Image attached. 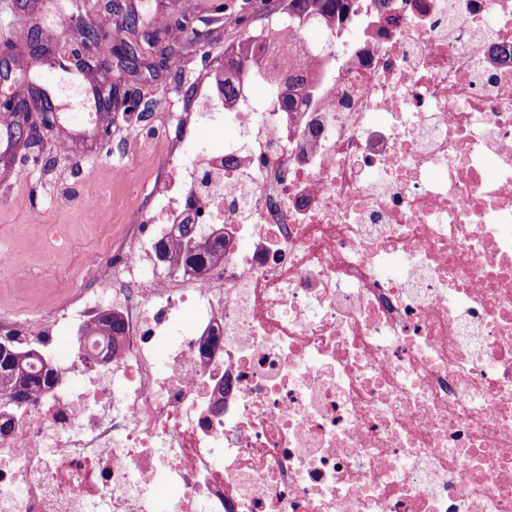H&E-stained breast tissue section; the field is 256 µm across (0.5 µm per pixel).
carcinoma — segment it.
<instances>
[{"mask_svg":"<svg viewBox=\"0 0 512 512\" xmlns=\"http://www.w3.org/2000/svg\"><path fill=\"white\" fill-rule=\"evenodd\" d=\"M272 9L288 15V24L300 30L316 23L323 25L334 21L342 23L347 14V0H272ZM267 39L264 35L250 34L224 49V59L237 63L236 73L252 62L255 53L263 50ZM306 48L302 45L279 47L264 56L263 63L272 72L281 75L288 86V93L281 100L283 107L293 112L300 96L310 97L314 92L308 83L303 57ZM213 83L224 99L232 100L239 93L237 78L222 67L214 72ZM158 255L175 268L185 267L202 274L214 263L224 259V237L202 234L195 224H180L174 237L161 240L156 246ZM125 332L122 317L111 312L100 316L89 325L86 333L100 337L105 343L104 354L117 348ZM55 380L53 363L46 356L22 351L14 344L8 349L0 347V408L6 406L19 409L31 400L39 390L50 386Z\"/></svg>","mask_w":512,"mask_h":512,"instance_id":"cac0c4a2","label":"carcinoma"}]
</instances>
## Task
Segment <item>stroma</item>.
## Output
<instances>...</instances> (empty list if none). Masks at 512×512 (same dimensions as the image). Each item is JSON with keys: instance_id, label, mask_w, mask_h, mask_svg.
Returning <instances> with one entry per match:
<instances>
[{"instance_id": "obj_1", "label": "stroma", "mask_w": 512, "mask_h": 512, "mask_svg": "<svg viewBox=\"0 0 512 512\" xmlns=\"http://www.w3.org/2000/svg\"><path fill=\"white\" fill-rule=\"evenodd\" d=\"M181 13L209 34L202 44L163 36V46L170 56L183 58V66L153 56L122 74L143 105L161 115L195 111L197 87L223 65L225 45L267 29L268 0H193L189 9L184 0H0V53H15V33L22 26L37 32L40 44L23 59L28 74L12 70L9 80H0V93L23 97L38 85L57 116L53 130L41 128L33 139L10 136L0 143V259L16 253L26 259L19 268L0 266V311L40 320L66 306L70 289L92 276L85 256L111 255L124 242L134 211L158 181L136 151L119 154L95 139L98 126L108 120L95 92L110 84L111 74L54 65L56 52L71 48L77 31L102 16L116 31L129 18L139 28L157 31L162 21ZM62 141L68 150H59ZM91 184L99 191L94 224L77 202ZM15 278L32 282L31 293L15 292Z\"/></svg>"}]
</instances>
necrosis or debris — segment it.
Masks as SVG:
<instances>
[{"label":"necrosis or debris","mask_w":512,"mask_h":512,"mask_svg":"<svg viewBox=\"0 0 512 512\" xmlns=\"http://www.w3.org/2000/svg\"><path fill=\"white\" fill-rule=\"evenodd\" d=\"M294 112L261 68L198 103L222 146L139 147L165 180L66 309L117 310L0 434V512H512V0H349ZM224 260L165 275L177 225ZM195 326L178 327L184 306ZM125 332V324L122 317L115 312L100 316L95 322L89 325L84 332L99 336L105 343L104 355H108L112 349V355L116 351L118 343Z\"/></svg>","instance_id":"4bbe7bcc"}]
</instances>
